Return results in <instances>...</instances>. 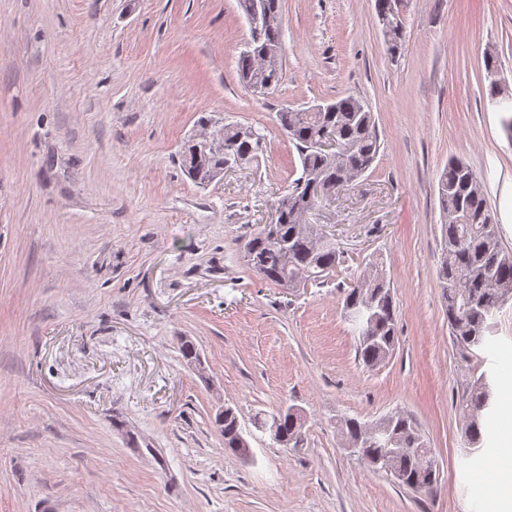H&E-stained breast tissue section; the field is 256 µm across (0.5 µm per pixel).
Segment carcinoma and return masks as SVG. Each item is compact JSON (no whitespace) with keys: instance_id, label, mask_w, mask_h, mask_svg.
<instances>
[{"instance_id":"cac0c4a2","label":"carcinoma","mask_w":512,"mask_h":512,"mask_svg":"<svg viewBox=\"0 0 512 512\" xmlns=\"http://www.w3.org/2000/svg\"><path fill=\"white\" fill-rule=\"evenodd\" d=\"M279 24L260 29L254 48L240 55L238 68L241 80L249 87L276 85L281 79V66L263 69L257 48H281ZM278 120L286 136L295 145L301 176L288 191L278 197L271 221L250 238L243 248L246 265L263 279L282 288L296 276L312 275L316 282L334 271L340 263L336 243L329 237L319 242L308 231L304 212L311 211L318 198H307L315 178L333 180L343 187L361 178L376 161L380 141L373 112L354 96H346L323 104V110H285ZM223 135L207 150L198 151L188 143L182 151V165L197 185L206 186L224 173L226 161L236 155L254 157L263 135L239 125L220 126ZM333 134L340 150L329 154L320 143ZM440 204L445 218L443 257L439 281L448 317L453 345L460 357L483 348L492 320L504 306L503 292L512 290V252L501 244L499 225L487 207L475 172L462 160L451 159L438 183ZM344 310L358 332V357L367 366H374L388 357L396 346V317L391 287L380 278L364 277L356 281L344 299ZM495 389L482 373L471 380L462 398L461 411L467 419L465 444L477 452L484 445L483 414L492 410ZM391 432L363 448L362 457L373 467L382 466L388 442L395 437L401 447H417L422 435L407 414H392ZM214 425L224 437V447L240 455L248 454L249 442L233 409L216 414ZM304 416L288 407L271 416L256 415L253 426L271 432V439L283 446H297L303 441ZM366 425L355 419L341 424V433L348 443H356ZM402 474L399 482L419 494L428 493L438 479L437 465L426 466L415 454L407 452L393 460Z\"/></svg>"}]
</instances>
